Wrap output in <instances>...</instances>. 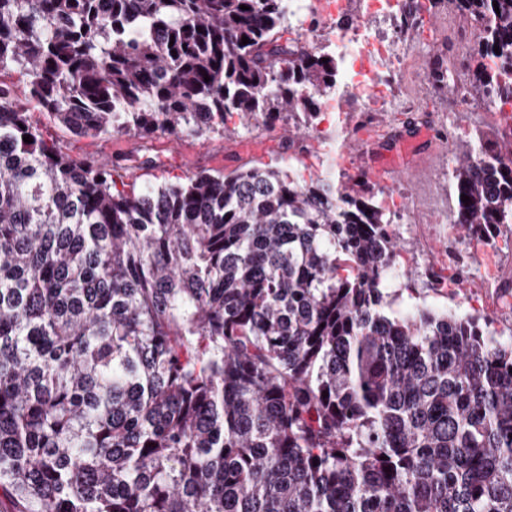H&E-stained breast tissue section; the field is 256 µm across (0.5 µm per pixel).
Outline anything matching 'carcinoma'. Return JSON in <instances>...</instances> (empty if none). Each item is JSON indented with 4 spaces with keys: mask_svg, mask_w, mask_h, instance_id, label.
<instances>
[{
    "mask_svg": "<svg viewBox=\"0 0 512 512\" xmlns=\"http://www.w3.org/2000/svg\"><path fill=\"white\" fill-rule=\"evenodd\" d=\"M448 2L482 22L471 88L512 101V0ZM287 19V0H0V73L81 137L308 125L341 61ZM118 179L0 81V493L23 512H512V344L468 315L383 314L396 243L364 180ZM452 180L467 234L512 224L498 144H467Z\"/></svg>",
    "mask_w": 512,
    "mask_h": 512,
    "instance_id": "1",
    "label": "carcinoma"
}]
</instances>
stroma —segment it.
Here are the masks:
<instances>
[{
	"mask_svg": "<svg viewBox=\"0 0 512 512\" xmlns=\"http://www.w3.org/2000/svg\"><path fill=\"white\" fill-rule=\"evenodd\" d=\"M427 15L432 24L428 31L418 24L404 28L397 17L373 16L372 26L398 34L411 51L412 74L396 83L390 64L380 65L387 100H345L341 111L319 113L308 128L295 116L264 126L230 114L224 120L233 131L229 137L215 133L205 138L158 134L94 139L73 136L34 106H29V119L63 153L117 166L127 189L137 192L148 185L182 182L198 172L227 174L261 164L287 170L300 181L317 174L346 181L368 167L388 163L400 138L426 130L430 138L407 174L369 182L398 243L400 276L385 289L383 311L390 317L417 309L470 315L507 344L512 342V224L499 225L490 243L456 228L457 201L449 181L456 158L444 151L436 119L447 114L446 132L457 146L471 141L475 129L501 136L506 125L500 107L481 97L452 103L447 94L430 89L425 79L430 60L450 43L452 27L466 19L446 0Z\"/></svg>",
	"mask_w": 512,
	"mask_h": 512,
	"instance_id": "stroma-1",
	"label": "stroma"
}]
</instances>
